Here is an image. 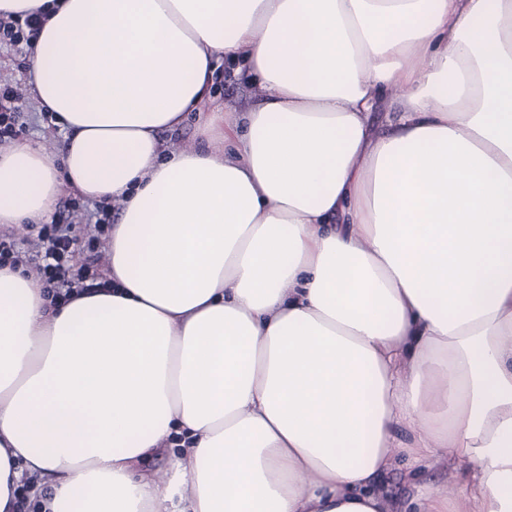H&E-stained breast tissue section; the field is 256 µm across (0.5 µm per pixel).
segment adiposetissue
Listing matches in <instances>:
<instances>
[{
  "mask_svg": "<svg viewBox=\"0 0 512 512\" xmlns=\"http://www.w3.org/2000/svg\"><path fill=\"white\" fill-rule=\"evenodd\" d=\"M35 10L64 135L0 153V224L121 209L105 287L0 267V512H398L402 453L448 463L415 512H512V0ZM230 74L231 79H225L226 75ZM224 77L216 83L214 88V95L219 101H224L234 107L241 108L249 100V98L256 92V89L247 86L241 80L232 76V72L227 68L224 69ZM383 490L392 501L398 504L407 503L411 499L414 489L407 474L406 458L403 454L398 456L397 464L386 478Z\"/></svg>",
  "mask_w": 512,
  "mask_h": 512,
  "instance_id": "1",
  "label": "adipose tissue"
}]
</instances>
